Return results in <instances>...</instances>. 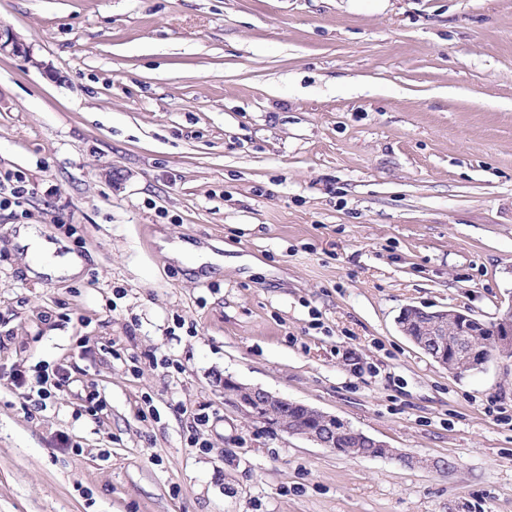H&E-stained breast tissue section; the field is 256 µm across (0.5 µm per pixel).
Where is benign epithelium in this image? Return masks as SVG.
Segmentation results:
<instances>
[{
    "label": "benign epithelium",
    "mask_w": 512,
    "mask_h": 512,
    "mask_svg": "<svg viewBox=\"0 0 512 512\" xmlns=\"http://www.w3.org/2000/svg\"><path fill=\"white\" fill-rule=\"evenodd\" d=\"M9 51L16 55L26 53V47L8 28L0 27V53ZM457 323L459 327L448 330V323ZM493 325L496 354L500 357L512 356V303L501 309L495 319L487 324L470 315L466 311H436L431 313V320L427 324V335L433 337V342L439 346L448 342V336L456 337L453 349L472 362L475 370L480 371L488 363V340L483 338L484 329ZM224 385L232 388V403L238 407L245 406L250 409V418L261 421L269 427L290 436H299L323 448H332L336 445V416L322 412L315 408L308 411L316 419L314 429L305 433L288 426V418L282 416L280 410L288 407V399L278 396L258 386H248L234 380L230 376L224 377Z\"/></svg>",
    "instance_id": "7a95c632"
}]
</instances>
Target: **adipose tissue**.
I'll return each mask as SVG.
<instances>
[{
	"mask_svg": "<svg viewBox=\"0 0 512 512\" xmlns=\"http://www.w3.org/2000/svg\"><path fill=\"white\" fill-rule=\"evenodd\" d=\"M17 242L23 249V262L30 277L47 275L73 279L82 273V259L72 252L59 254L57 244L41 237L37 227L22 228Z\"/></svg>",
	"mask_w": 512,
	"mask_h": 512,
	"instance_id": "1",
	"label": "adipose tissue"
}]
</instances>
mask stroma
Masks as SVG:
<instances>
[{
	"label": "stroma",
	"instance_id": "35a3bbf8",
	"mask_svg": "<svg viewBox=\"0 0 512 512\" xmlns=\"http://www.w3.org/2000/svg\"><path fill=\"white\" fill-rule=\"evenodd\" d=\"M0 512H512V0H0ZM38 225L83 260L35 281ZM223 258L189 269L163 243ZM60 371L47 402L11 375ZM438 469L249 419L224 377ZM206 412L207 425L193 417ZM491 325L494 326L495 336H493V331L486 330L487 338L490 339L493 336L491 341L495 342L497 356L511 358L512 302L499 311L495 319L491 321ZM430 315L431 320L427 324V333L424 326L425 319L421 318V315L417 312H408L400 322L402 325H406L407 332L414 336H409L404 332L399 322L398 324L401 331L422 350H431L433 348L429 344L430 336H433V342L438 346L445 345L448 342V336H457L453 343L454 351L460 352L471 361L474 370H482L490 360H487L486 355V345L489 341L480 336H486L484 329H488L490 325L472 317L466 311H436L430 312ZM448 319L453 325H456L455 323L459 324L460 328L456 327L451 332H448L450 327H452V324H448ZM420 334L425 335L419 336ZM454 351L448 345V347L442 349L443 358L446 361H453L454 365L460 369V373L462 371L468 372L470 370L469 361L461 356H456ZM430 352V356L441 366L449 367L440 356H435V351L431 350Z\"/></svg>",
	"mask_w": 512,
	"mask_h": 512
}]
</instances>
